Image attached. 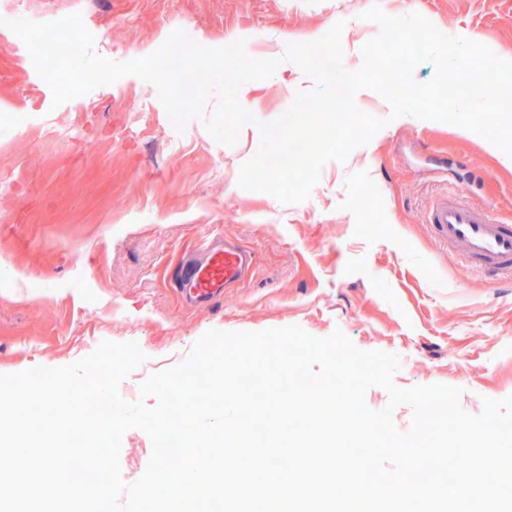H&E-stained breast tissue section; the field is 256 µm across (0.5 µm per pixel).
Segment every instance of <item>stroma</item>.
<instances>
[{"instance_id":"35a3bbf8","label":"stroma","mask_w":512,"mask_h":512,"mask_svg":"<svg viewBox=\"0 0 512 512\" xmlns=\"http://www.w3.org/2000/svg\"><path fill=\"white\" fill-rule=\"evenodd\" d=\"M419 13L441 31L512 61V0H0V10L51 22L81 14L94 50L123 62L150 55L175 30L195 43H257L255 58L310 42L343 23L367 42L371 7ZM314 81L296 65L249 82L255 120L234 146L203 119L177 129L155 87L128 75L85 94L83 111L54 106L23 41L0 34V375L71 365L102 341L136 340L134 387L186 360L208 330L290 325L357 348L399 356L401 389L462 388V409L512 397V277L476 273L434 238L425 213L442 191L491 205L512 224V164L457 125L391 118L376 92L359 109L387 119L346 162H328L305 201L284 205L239 185L258 150L259 123L275 120ZM82 126L77 148L49 152L36 133ZM223 238L254 255L248 276L211 308L184 306L169 277L184 254ZM150 438L128 430L121 477L139 479Z\"/></svg>"}]
</instances>
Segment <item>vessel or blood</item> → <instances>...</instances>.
<instances>
[{
    "instance_id": "vessel-or-blood-1",
    "label": "vessel or blood",
    "mask_w": 512,
    "mask_h": 512,
    "mask_svg": "<svg viewBox=\"0 0 512 512\" xmlns=\"http://www.w3.org/2000/svg\"><path fill=\"white\" fill-rule=\"evenodd\" d=\"M426 222L439 242L475 271L512 275V224L497 221L490 207L449 192L433 202ZM252 262V252L211 239L182 259L172 284L186 304L213 305L244 277Z\"/></svg>"
}]
</instances>
